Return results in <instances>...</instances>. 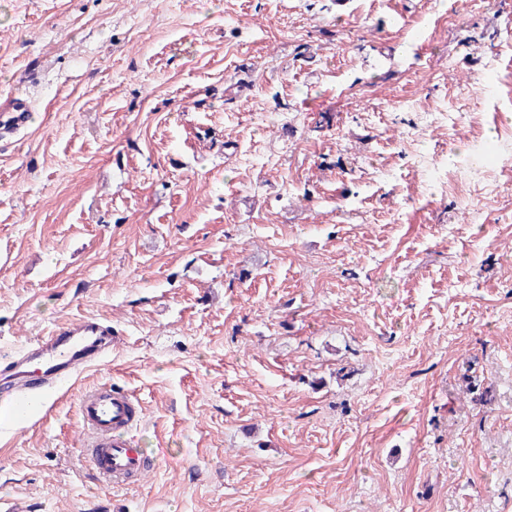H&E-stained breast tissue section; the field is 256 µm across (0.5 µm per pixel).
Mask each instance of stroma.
I'll use <instances>...</instances> for the list:
<instances>
[{
  "label": "stroma",
  "mask_w": 512,
  "mask_h": 512,
  "mask_svg": "<svg viewBox=\"0 0 512 512\" xmlns=\"http://www.w3.org/2000/svg\"><path fill=\"white\" fill-rule=\"evenodd\" d=\"M14 96L0 350L102 317L112 353L0 427V499L512 512V176L414 163L512 128V0H0ZM104 384L160 462L123 489L80 446ZM32 109L26 97L17 96L6 108L0 110V138L27 128Z\"/></svg>",
  "instance_id": "obj_1"
}]
</instances>
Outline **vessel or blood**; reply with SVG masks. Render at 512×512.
Masks as SVG:
<instances>
[{"label": "vessel or blood", "mask_w": 512, "mask_h": 512, "mask_svg": "<svg viewBox=\"0 0 512 512\" xmlns=\"http://www.w3.org/2000/svg\"><path fill=\"white\" fill-rule=\"evenodd\" d=\"M32 105L18 96L0 110V137L27 128ZM112 342V325L99 317L57 325L0 361V403L25 408L52 395L101 361ZM142 408L134 394L104 385L86 391L79 404L83 446L97 476L115 487L141 483L156 467L131 435Z\"/></svg>", "instance_id": "1"}]
</instances>
